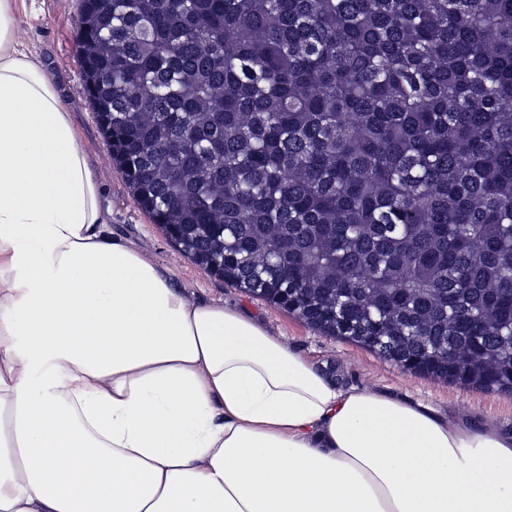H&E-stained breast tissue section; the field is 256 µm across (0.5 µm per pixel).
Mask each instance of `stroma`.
<instances>
[{"label": "stroma", "instance_id": "35a3bbf8", "mask_svg": "<svg viewBox=\"0 0 512 512\" xmlns=\"http://www.w3.org/2000/svg\"><path fill=\"white\" fill-rule=\"evenodd\" d=\"M79 3L18 0L17 24L24 48L36 57L70 114L100 190L110 237L147 256L191 300L223 305L255 317L270 335L346 386L389 390L403 399L428 403L444 414L488 418L502 429L512 430V394L467 388L403 370L366 348L325 335L278 306L251 297L183 256L132 197L87 102L75 43Z\"/></svg>", "mask_w": 512, "mask_h": 512}]
</instances>
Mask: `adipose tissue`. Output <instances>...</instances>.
Here are the masks:
<instances>
[{"label":"adipose tissue","instance_id":"obj_1","mask_svg":"<svg viewBox=\"0 0 512 512\" xmlns=\"http://www.w3.org/2000/svg\"><path fill=\"white\" fill-rule=\"evenodd\" d=\"M104 222L0 0V512H512V431L343 385Z\"/></svg>","mask_w":512,"mask_h":512}]
</instances>
